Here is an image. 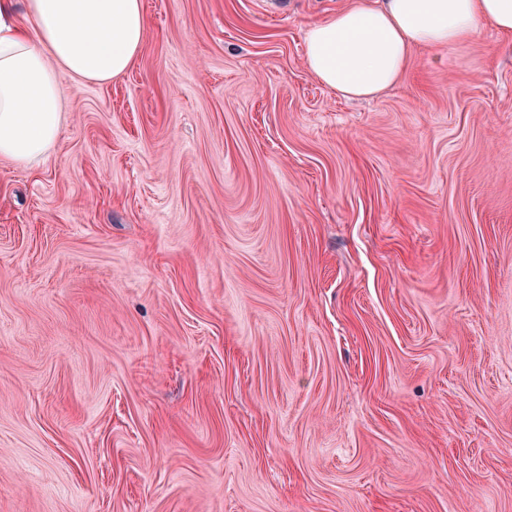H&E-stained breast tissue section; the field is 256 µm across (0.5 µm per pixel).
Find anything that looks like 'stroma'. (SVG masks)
<instances>
[{"instance_id": "35a3bbf8", "label": "stroma", "mask_w": 512, "mask_h": 512, "mask_svg": "<svg viewBox=\"0 0 512 512\" xmlns=\"http://www.w3.org/2000/svg\"><path fill=\"white\" fill-rule=\"evenodd\" d=\"M0 160V512H512V34L347 100V0H143Z\"/></svg>"}]
</instances>
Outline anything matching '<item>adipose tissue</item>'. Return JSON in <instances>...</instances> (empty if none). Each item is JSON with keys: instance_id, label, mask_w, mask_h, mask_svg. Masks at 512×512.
Here are the masks:
<instances>
[{"instance_id": "obj_1", "label": "adipose tissue", "mask_w": 512, "mask_h": 512, "mask_svg": "<svg viewBox=\"0 0 512 512\" xmlns=\"http://www.w3.org/2000/svg\"><path fill=\"white\" fill-rule=\"evenodd\" d=\"M147 25L143 0H0V159L45 162L68 111L63 80L123 75ZM486 27L512 31V0H351L308 29L305 59L329 90L374 98L414 48H459Z\"/></svg>"}]
</instances>
